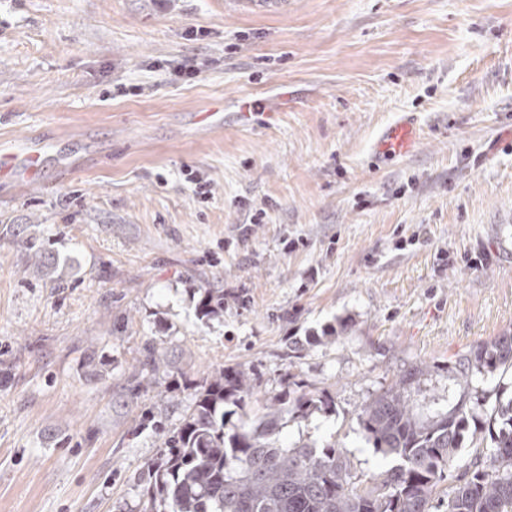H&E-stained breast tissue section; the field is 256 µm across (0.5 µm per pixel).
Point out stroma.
Here are the masks:
<instances>
[{
  "label": "stroma",
  "instance_id": "obj_1",
  "mask_svg": "<svg viewBox=\"0 0 512 512\" xmlns=\"http://www.w3.org/2000/svg\"><path fill=\"white\" fill-rule=\"evenodd\" d=\"M407 115L416 151L376 162ZM20 148L42 165L34 188L0 175V512H140L192 408L130 395L145 341L177 377L242 369L256 412L288 381L330 392L279 442L343 441L369 474L392 461L357 407L425 362L431 415L449 360L512 328V0H0ZM208 288L224 311L202 319ZM35 261L33 263V273L38 276H52L57 275V277L62 276L64 261L61 265V262L55 258V255L50 252H42L41 249H37L34 251ZM61 266V270L59 273V269Z\"/></svg>",
  "mask_w": 512,
  "mask_h": 512
}]
</instances>
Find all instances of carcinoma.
Returning a JSON list of instances; mask_svg holds the SVG:
<instances>
[{"mask_svg": "<svg viewBox=\"0 0 512 512\" xmlns=\"http://www.w3.org/2000/svg\"><path fill=\"white\" fill-rule=\"evenodd\" d=\"M34 256V274H59L54 254L37 249ZM197 310L203 318L224 311V292L205 290ZM167 365L164 351L145 346L131 390ZM430 369L416 367L359 406L362 436L394 461L369 476L356 474L336 441L322 448L279 444L285 416L307 420L328 409L331 396L287 389L265 404L257 421L228 431V416H247L249 377L219 368L191 381V412L146 465L141 512H431L435 504L444 512H512V399L496 402L494 414L483 419L490 398L483 382L512 370V330L449 361L455 403L424 419L410 392ZM466 446L474 460L462 465L458 452Z\"/></svg>", "mask_w": 512, "mask_h": 512, "instance_id": "carcinoma-1", "label": "carcinoma"}]
</instances>
